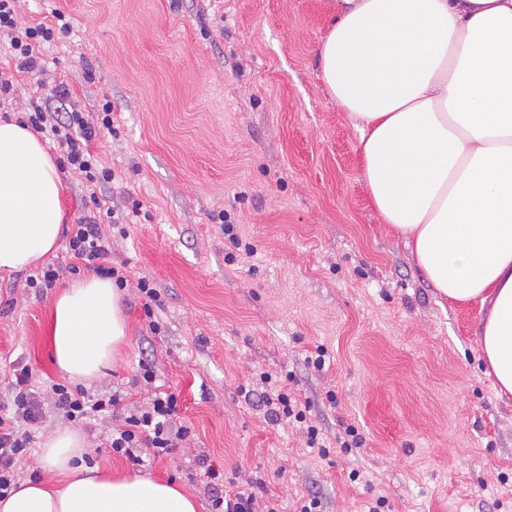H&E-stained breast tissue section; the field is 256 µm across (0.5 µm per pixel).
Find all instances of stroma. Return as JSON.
Instances as JSON below:
<instances>
[{
  "mask_svg": "<svg viewBox=\"0 0 512 512\" xmlns=\"http://www.w3.org/2000/svg\"><path fill=\"white\" fill-rule=\"evenodd\" d=\"M332 0H19L21 25L69 16L42 55L46 86L66 85L89 121L112 103L90 149L114 173L89 190L61 171L66 223L112 211L101 228L125 263L128 342L88 393L120 392L154 362L192 429L172 455L136 465L107 448L112 419L83 420L95 469L171 481L211 512L206 468L259 478L258 506L299 512H512V396H498L475 336V306L442 301L409 248L372 207L358 132L329 96L319 48ZM22 113L36 86L0 33ZM141 210L128 223L133 203ZM234 226L228 240L217 220ZM161 294L152 334L136 288ZM0 274V397L16 363L57 383L53 290ZM324 350L323 367L311 359ZM309 406L328 455L305 427L274 422L261 373ZM308 424V425H309ZM355 426L360 447L336 439ZM207 467H199V459Z\"/></svg>",
  "mask_w": 512,
  "mask_h": 512,
  "instance_id": "35a3bbf8",
  "label": "stroma"
}]
</instances>
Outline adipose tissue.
Here are the masks:
<instances>
[{"label": "adipose tissue", "mask_w": 512, "mask_h": 512, "mask_svg": "<svg viewBox=\"0 0 512 512\" xmlns=\"http://www.w3.org/2000/svg\"><path fill=\"white\" fill-rule=\"evenodd\" d=\"M330 97L359 133L371 204L441 298L478 306L482 358L512 395V0H334L319 51ZM64 185L19 116L0 120V271L57 249ZM122 293L91 276L50 309L59 374L87 383L127 336ZM61 427L40 456L56 479L18 481L0 512H197L179 486L84 466Z\"/></svg>", "instance_id": "obj_1"}]
</instances>
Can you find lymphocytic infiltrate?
Listing matches in <instances>:
<instances>
[{"instance_id": "lymphocytic-infiltrate-1", "label": "lymphocytic infiltrate", "mask_w": 512, "mask_h": 512, "mask_svg": "<svg viewBox=\"0 0 512 512\" xmlns=\"http://www.w3.org/2000/svg\"><path fill=\"white\" fill-rule=\"evenodd\" d=\"M16 4L17 0H0V32L10 37L18 71L35 74L41 69L42 46L67 36L71 25L59 10L54 11L52 22L20 25ZM111 112V103H104L101 123L96 126L79 110L56 112L48 105L37 104L28 113L26 124L54 138L60 152V168H71L86 183L96 186L111 180L112 172L99 166L90 144L98 128H110ZM66 240L71 259L101 277L114 280L116 285H124L123 274L112 263V247L101 230L100 217H81L68 229ZM49 408L70 421L115 419L109 447L112 453L136 464L141 461L139 449H152L158 457L169 455L192 434L191 427L180 419L179 401L174 393L156 391L148 406L126 410L117 393L91 394L60 383L39 388L34 384L31 368L21 365L15 368L8 384L7 401L0 403V498L7 497L17 465L29 454L33 434Z\"/></svg>"}]
</instances>
